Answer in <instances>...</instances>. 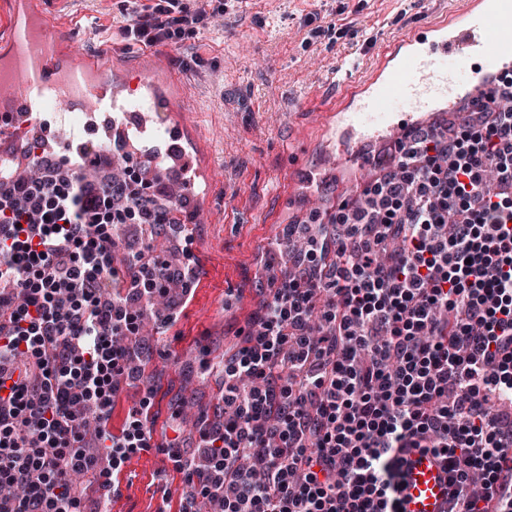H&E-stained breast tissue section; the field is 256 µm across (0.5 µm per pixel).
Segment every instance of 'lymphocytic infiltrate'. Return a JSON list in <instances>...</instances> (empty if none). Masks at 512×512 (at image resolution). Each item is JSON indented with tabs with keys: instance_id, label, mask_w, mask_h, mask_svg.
I'll return each instance as SVG.
<instances>
[{
	"instance_id": "1",
	"label": "lymphocytic infiltrate",
	"mask_w": 512,
	"mask_h": 512,
	"mask_svg": "<svg viewBox=\"0 0 512 512\" xmlns=\"http://www.w3.org/2000/svg\"><path fill=\"white\" fill-rule=\"evenodd\" d=\"M205 9L156 0L124 33L156 46L208 25ZM496 106L471 101L457 123L404 132L371 156L381 177L357 205L288 230L287 264L224 360V418L185 453L178 512H399L412 448L448 464V512H512V78ZM43 155L0 191V512H75V478L113 487L133 450L153 446L144 396L109 428L118 378L147 353L144 310L196 265L121 249L117 229L171 223L165 187L125 156L120 175ZM95 448L83 446L84 411Z\"/></svg>"
}]
</instances>
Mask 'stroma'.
<instances>
[{
	"label": "stroma",
	"mask_w": 512,
	"mask_h": 512,
	"mask_svg": "<svg viewBox=\"0 0 512 512\" xmlns=\"http://www.w3.org/2000/svg\"><path fill=\"white\" fill-rule=\"evenodd\" d=\"M460 0H213L217 14L192 38L144 47L125 38L133 6L151 0H49L47 10L71 40L111 58L125 73L147 56L167 65L185 93L181 115L201 157L224 170L208 186L206 223L194 225L187 247L203 277L177 322L148 342L146 367L157 386L150 406L155 447L132 456L125 471L141 486L133 497L107 500L84 479L82 512H177L185 487L161 467L159 447L172 437L179 402L223 415L222 378L201 376L202 359L223 361L237 349L236 331L257 305L251 290L257 255L285 249L286 225L299 196L301 169L320 160L323 136L302 106L329 103L339 81L369 67L377 52L403 31L458 6ZM189 60L186 68L175 59Z\"/></svg>",
	"instance_id": "stroma-1"
}]
</instances>
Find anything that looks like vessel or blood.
Here are the masks:
<instances>
[{
	"instance_id": "vessel-or-blood-1",
	"label": "vessel or blood",
	"mask_w": 512,
	"mask_h": 512,
	"mask_svg": "<svg viewBox=\"0 0 512 512\" xmlns=\"http://www.w3.org/2000/svg\"><path fill=\"white\" fill-rule=\"evenodd\" d=\"M6 5L11 19L0 31V112L21 110L37 123L49 99L61 109L79 101L91 110L109 111L122 88L111 61L77 49L44 11L42 0H6ZM476 57L489 68L512 63V0H465L462 7L395 39L364 79L342 83L335 105L313 113L334 140L337 162L361 163L359 140H383L421 125L447 99L449 70L478 85L481 76L469 66ZM142 82L140 110L172 124L173 98L160 94L152 70H143ZM18 139L14 125H0V166H17L18 155L9 145ZM449 491L441 456L417 449L407 454L400 512H448Z\"/></svg>"
}]
</instances>
